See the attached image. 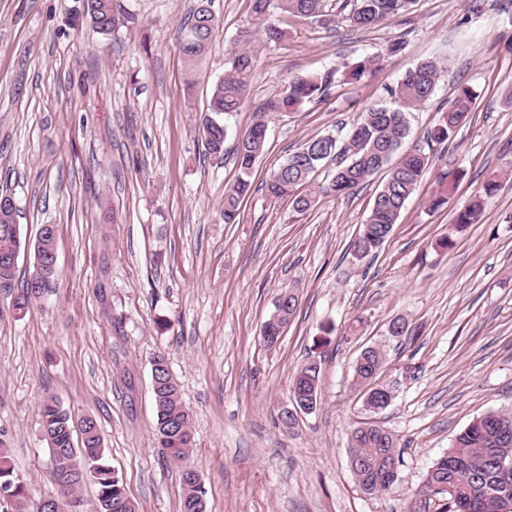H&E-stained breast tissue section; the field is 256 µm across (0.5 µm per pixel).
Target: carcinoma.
<instances>
[{
  "label": "carcinoma",
  "instance_id": "1",
  "mask_svg": "<svg viewBox=\"0 0 512 512\" xmlns=\"http://www.w3.org/2000/svg\"><path fill=\"white\" fill-rule=\"evenodd\" d=\"M254 19L262 28L266 40L281 42L288 31L270 21L272 10L283 15L302 17L313 23L328 25L335 15L324 11L325 0H251ZM417 0H343L338 10L356 28H370L388 19L402 17L413 11ZM211 0H196L189 21L181 31L180 53L186 71L194 73L203 61L219 20L210 9ZM84 16L94 28L108 35L124 23L114 0H84ZM254 32L244 30L236 42L226 49L229 68L211 90L207 110L201 115L205 154L224 159L226 129L224 116L239 111L250 95L257 57L253 46ZM441 64L427 59L408 71L398 85L388 91L392 104H377L363 113L350 130L342 148L332 134L306 141L263 183L265 195L274 200L292 198L296 211L312 207L314 199L298 189L310 182L316 172L329 160L343 155L331 178L320 194L339 197L354 193L370 182L380 171L387 170L379 185L371 212L352 244L358 257L375 253L390 238L394 225L408 198L432 165L443 145L466 121L471 111L472 92L463 87L453 104L441 113L437 124L430 128L423 144L400 153L409 133L408 112L425 104L439 80ZM333 74H299L293 76L284 94L270 99L260 108L265 112H294L304 104L325 98L330 91ZM263 122L252 124L239 139L236 149L238 174L224 190V223L235 224L240 204L250 194L256 159L263 153L266 136L259 132ZM459 173L447 169L436 182V190L427 201L428 210L435 212L448 204ZM501 182L491 178L481 185L456 216L460 225L473 224L480 218L487 201L495 197ZM19 209L0 212V252L7 249L20 253L22 240L18 222ZM56 227L40 226L33 245V272L20 283L12 310L23 313L42 298L46 287L54 281L48 274L49 264L56 251ZM298 298L290 290L282 291L275 301V312L264 324L263 339L275 343L293 317ZM385 363L384 350L378 345L365 347L353 367V380L359 388L382 400L389 396L387 386L378 382ZM320 367L311 361L294 376L291 397L302 398L315 409L318 401ZM156 412L155 432L163 454L186 468V460L194 447L192 419L179 386L167 368L151 375ZM40 431L47 442L53 462L51 479L71 493L91 482L96 487L98 512H136L135 503L128 497L122 479L105 461V446L95 418H77L63 408L54 396H46L39 404ZM349 461L359 487L367 494L387 489L383 475L392 463L402 464L403 457L397 436L387 430H366L359 426L352 433ZM512 464V411L489 412L475 418L454 439L448 451L428 471L424 483L427 493L441 496L438 512H512V469L503 475L501 463ZM183 496L181 512H198L196 504L204 496L200 481L181 477ZM0 489L9 491L19 500H26L25 486L12 466L7 442L0 439Z\"/></svg>",
  "mask_w": 512,
  "mask_h": 512
}]
</instances>
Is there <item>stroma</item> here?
Listing matches in <instances>:
<instances>
[{"label":"stroma","mask_w":512,"mask_h":512,"mask_svg":"<svg viewBox=\"0 0 512 512\" xmlns=\"http://www.w3.org/2000/svg\"><path fill=\"white\" fill-rule=\"evenodd\" d=\"M131 21L105 36L80 19L82 0H0V190L22 234L57 228L58 275L23 315L0 290V433L29 504L55 491L38 403L55 396L93 416L106 463L138 512H180L179 465L154 436L150 360L166 354L192 415L189 461L207 512H435L423 482L475 417L512 410V0H418L371 29L322 28L273 14L280 44L257 43L248 101L225 117L226 155L204 157L199 118L227 68L226 48L250 26V0H212L210 50L186 75L178 49L192 0H117ZM402 42L396 55L388 44ZM380 56L349 81L348 66ZM443 72L409 116L422 143L460 88L474 99L376 258L351 244L377 190L319 199L296 212L262 180L308 139L346 136L361 112L419 62ZM334 71L328 97L261 113L299 73ZM264 115L268 142L238 223L221 217L238 170L232 151ZM461 176L447 207L426 202L445 161ZM503 180L478 223L456 213L481 183ZM298 308L274 345L263 326L284 289ZM405 318L410 336L389 335ZM331 327L323 335V327ZM383 345L390 406L373 415L352 382L363 347ZM321 362L320 402L290 429L279 422L293 374ZM376 420L399 438L395 489L365 494L350 438Z\"/></svg>","instance_id":"obj_1"}]
</instances>
